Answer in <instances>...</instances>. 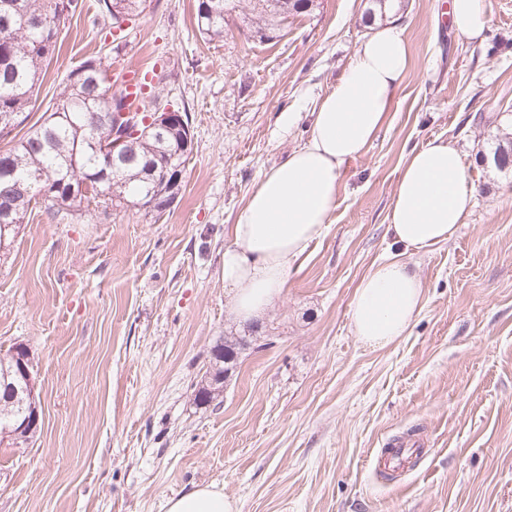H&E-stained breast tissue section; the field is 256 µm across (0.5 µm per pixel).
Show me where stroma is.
<instances>
[{
	"instance_id": "1",
	"label": "stroma",
	"mask_w": 512,
	"mask_h": 512,
	"mask_svg": "<svg viewBox=\"0 0 512 512\" xmlns=\"http://www.w3.org/2000/svg\"><path fill=\"white\" fill-rule=\"evenodd\" d=\"M449 3L387 11L408 73L346 166L326 235L243 321L224 286L229 228L260 176L305 141L370 32V2L319 0L270 41L232 15L209 42L195 0H152L109 60L112 73L155 76L162 101L187 109L183 190L160 216L39 204L0 255V349L28 348L43 413L30 444L0 445V512H167L202 485L238 512H512V165L488 159L512 131V0H488L479 41L452 28ZM111 28L84 0L30 121ZM437 136L462 155L471 207L448 243L407 255L424 307L375 349L351 330L354 292L395 253L400 169ZM231 332L252 342L218 400L201 403L211 350ZM411 429L423 456L382 477V448Z\"/></svg>"
}]
</instances>
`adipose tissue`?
Returning <instances> with one entry per match:
<instances>
[{
  "mask_svg": "<svg viewBox=\"0 0 512 512\" xmlns=\"http://www.w3.org/2000/svg\"><path fill=\"white\" fill-rule=\"evenodd\" d=\"M451 18L460 35L481 39L490 21L487 0H452ZM408 67L402 30L375 23L313 112L306 141L255 183L231 228L233 244L224 251V283L238 317L266 311L309 246L325 235L343 169L377 135ZM471 199L461 154L448 141L435 138L409 154L388 214L387 232L398 252L375 265L353 297L351 329L361 341L384 347L406 334L423 307V285L399 253L447 243ZM168 512L236 507L223 492L198 486L171 498Z\"/></svg>",
  "mask_w": 512,
  "mask_h": 512,
  "instance_id": "ef3b65f1",
  "label": "adipose tissue"
}]
</instances>
